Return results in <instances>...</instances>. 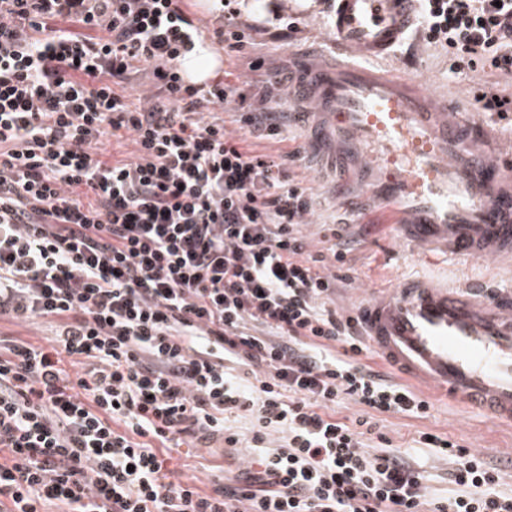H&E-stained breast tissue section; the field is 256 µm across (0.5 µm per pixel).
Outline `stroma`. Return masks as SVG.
<instances>
[{
    "label": "stroma",
    "instance_id": "obj_1",
    "mask_svg": "<svg viewBox=\"0 0 512 512\" xmlns=\"http://www.w3.org/2000/svg\"><path fill=\"white\" fill-rule=\"evenodd\" d=\"M269 0H249V9L242 18L247 23L262 26L240 56L221 55L224 71L242 83L248 95L246 104H253L258 75L248 68L250 61L261 59L266 68L289 66L297 70L305 63V51L316 48L323 62L336 60L327 23L328 8L323 0H290L288 13L295 17L296 30H288L283 22L266 24ZM451 51L427 45L420 28H412L391 57L394 67L416 79L427 92L436 95L453 109L475 107L481 75L477 72L457 74L451 68ZM308 132L295 122L284 123L279 135L255 140L257 152L270 150L290 155L292 170L312 198L310 223L304 232L313 249H325L334 242V228L345 229L355 242L347 254L345 265L350 280L336 296L337 308L351 311L361 305L376 290L393 287L398 278L431 273L447 276L461 283L469 278H486L495 292L512 294V272L482 260H462L442 253L433 255L415 250L401 239L395 225L389 224L381 212L374 209L354 211L346 200L333 190L336 173L322 156L307 147ZM433 409L424 419L401 415L383 416L380 429L394 447L410 450L419 471L425 477L428 493L447 494L448 470L446 457L434 450L416 447L422 433H432L471 448L489 449L490 461L502 470V488L512 492V429L498 427L478 413L463 411L447 398L432 400Z\"/></svg>",
    "mask_w": 512,
    "mask_h": 512
}]
</instances>
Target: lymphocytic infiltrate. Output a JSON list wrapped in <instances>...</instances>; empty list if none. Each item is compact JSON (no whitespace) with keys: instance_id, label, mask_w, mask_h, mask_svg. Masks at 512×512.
Listing matches in <instances>:
<instances>
[{"instance_id":"1","label":"lymphocytic infiltrate","mask_w":512,"mask_h":512,"mask_svg":"<svg viewBox=\"0 0 512 512\" xmlns=\"http://www.w3.org/2000/svg\"><path fill=\"white\" fill-rule=\"evenodd\" d=\"M418 3L456 69L512 75V0ZM213 9L0 0V322L48 330L0 333V512H423L379 417L432 405L358 362L336 309L349 239L312 250L306 188L227 131L239 84L185 79L205 30L228 54L252 38L238 0ZM421 442L452 461L432 512H512L482 451ZM206 443L240 454L234 481L171 468Z\"/></svg>"}]
</instances>
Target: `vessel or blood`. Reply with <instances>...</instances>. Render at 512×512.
Here are the masks:
<instances>
[{"label":"vessel or blood","mask_w":512,"mask_h":512,"mask_svg":"<svg viewBox=\"0 0 512 512\" xmlns=\"http://www.w3.org/2000/svg\"><path fill=\"white\" fill-rule=\"evenodd\" d=\"M416 0H330L329 31L355 62L304 68L290 91L313 105L309 146L358 180L418 249L463 259H512V144L498 147L474 115L446 105L388 59L415 21ZM408 276L358 310L387 366L512 427V298Z\"/></svg>","instance_id":"obj_1"}]
</instances>
